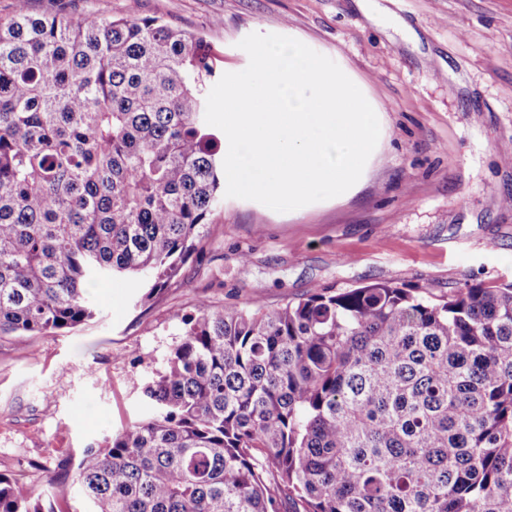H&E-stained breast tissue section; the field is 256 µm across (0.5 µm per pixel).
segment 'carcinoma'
<instances>
[{"mask_svg": "<svg viewBox=\"0 0 512 512\" xmlns=\"http://www.w3.org/2000/svg\"><path fill=\"white\" fill-rule=\"evenodd\" d=\"M210 43L129 11L0 19V334L90 321L93 283L178 276L221 207ZM86 449L90 512H512V284L201 304ZM0 512H55L0 474Z\"/></svg>", "mask_w": 512, "mask_h": 512, "instance_id": "cac0c4a2", "label": "carcinoma"}]
</instances>
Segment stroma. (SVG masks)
<instances>
[{"label": "stroma", "instance_id": "1", "mask_svg": "<svg viewBox=\"0 0 512 512\" xmlns=\"http://www.w3.org/2000/svg\"><path fill=\"white\" fill-rule=\"evenodd\" d=\"M29 8L112 19L129 2ZM138 12L203 35L230 71L247 67L238 43L253 32L338 54L386 107L385 156L355 196L298 217L230 199L151 299L135 280H103L85 324L29 337L26 354L0 336V473L59 512H88L61 461L156 413L144 387L200 303L512 282V0H139Z\"/></svg>", "mask_w": 512, "mask_h": 512}]
</instances>
